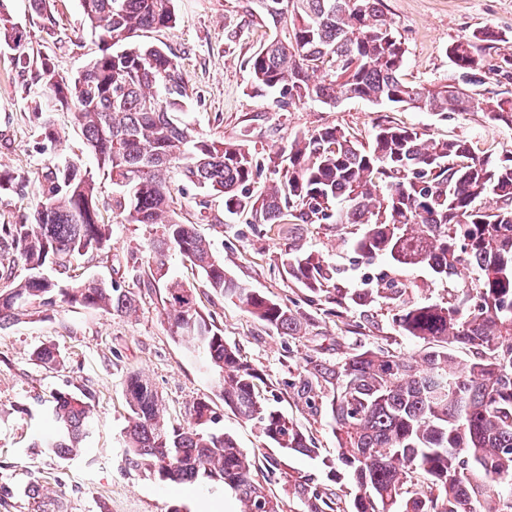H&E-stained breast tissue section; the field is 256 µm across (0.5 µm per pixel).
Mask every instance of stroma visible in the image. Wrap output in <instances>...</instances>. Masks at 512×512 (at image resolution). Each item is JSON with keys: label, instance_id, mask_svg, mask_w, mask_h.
<instances>
[{"label": "stroma", "instance_id": "35a3bbf8", "mask_svg": "<svg viewBox=\"0 0 512 512\" xmlns=\"http://www.w3.org/2000/svg\"><path fill=\"white\" fill-rule=\"evenodd\" d=\"M406 48L403 78L410 83L440 84L458 79L448 47L461 36L485 26L504 36L483 58L493 65L512 57V0H383ZM26 32V68L15 53L0 47V169L21 176L14 188L0 190V224L33 219L37 174L50 161L75 159L93 165L94 158L75 126L70 110L53 113L62 136L54 146L37 136L35 114L43 110L42 62L72 77L99 54L101 45L88 28L80 0H46L43 13L29 0H0ZM172 27L143 33L142 41L164 44L175 55L184 77L182 119L199 135L247 144L267 153L297 133L335 125L368 140L381 122L417 129L434 138H459L479 148L512 150V127L470 112L448 119L428 112L375 105L351 99L328 107L309 101L281 110L273 98L250 93L248 62L273 33L258 18L253 0H173ZM173 216L212 240L227 274L251 288L297 309L308 328L302 336L269 331L237 304L217 296L194 265L170 253L166 276L144 287L147 243L155 232L146 224L112 223L109 249L73 255L65 271L76 279L119 282L137 300V310L117 316L58 302L39 308L0 329V512H242L236 494L221 483L199 478L190 485L161 480L129 464L123 436L129 410L126 380L142 375L157 391L172 425L186 422L185 412L197 400L208 401L218 427L257 460L279 459L281 466L266 483L280 498L288 496V478L300 473L350 501L348 477H331L337 466L336 438L322 411L306 407L292 385L302 358L315 354L335 362L355 349L378 345L391 353L411 355L422 341L402 335L384 305L347 308L333 315L329 304L310 295L283 270L284 251L296 244L323 254L337 265L346 287L360 284L364 273L386 268L384 259L354 260L342 245L343 234L332 224H304L282 232L251 224L247 215L229 216L224 200L188 182L172 186ZM191 288L197 310L213 320L227 343L236 346L260 376L259 391L276 408L296 418L313 435L319 457L282 455L260 435L257 426L225 407L221 376L202 349L173 338L164 308L167 284ZM54 345L63 365L45 368L32 359L37 345ZM86 394L91 406L90 434L77 456L62 458L35 449L37 439L55 434L53 399ZM41 498L26 494L30 483Z\"/></svg>", "mask_w": 512, "mask_h": 512}]
</instances>
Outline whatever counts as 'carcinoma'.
Wrapping results in <instances>:
<instances>
[{
    "label": "carcinoma",
    "mask_w": 512,
    "mask_h": 512,
    "mask_svg": "<svg viewBox=\"0 0 512 512\" xmlns=\"http://www.w3.org/2000/svg\"><path fill=\"white\" fill-rule=\"evenodd\" d=\"M275 35L251 58L252 93L276 95L286 109L349 99L409 107L450 118L482 112L512 125V96L479 98L456 84H410L402 78L406 50L383 0H253ZM103 48L81 73L64 78L42 67L53 106L74 118L97 170L54 162L41 173L34 222L1 224L28 275L0 291V328L29 311L61 301L116 315L136 311L133 293L98 279L41 280L49 264L66 266L75 253L108 247L112 224L99 208L98 180L112 183L111 211L124 224H156L150 239L149 282L164 277L175 249L215 292L239 303L267 328L298 336L302 318L287 304L224 272L212 243L171 211L175 177L224 198V212L252 224H334L359 227L345 241L363 259L382 257L392 274L345 288L337 266L296 245L285 253L288 276L312 296L338 307L382 303L398 330L423 341L417 355L363 347L329 363L303 358L294 390L309 408L324 406L338 461L353 485L343 507L334 493L297 476L288 496L301 512H512V150L481 151L458 138H426L380 123L368 142L325 125L267 156L244 144L201 137L178 119L182 71L163 47L138 40L176 22L170 0H81ZM502 40L485 27L448 46L462 78L512 83V59L484 69L479 47ZM0 44L27 64L24 34L0 12ZM39 136L56 142L52 121L36 113ZM277 178L256 194L254 178ZM431 279L474 273V286L452 301L415 300L419 284L401 272ZM171 334L203 348L224 373V406L258 424L260 434L287 454L318 456L314 438L293 417L261 398L259 375L209 319L172 294L165 298ZM462 349L460 358L453 350ZM53 368L63 358L50 344L32 353ZM125 428L129 461L164 480L184 484L204 476L224 483L244 512H283L282 501L259 480L262 472L228 433L213 428L215 411L199 400L186 427L165 422L155 389L128 377ZM90 409L78 395L55 399L57 436L37 444L56 455L77 454L87 437Z\"/></svg>",
    "instance_id": "obj_1"
}]
</instances>
